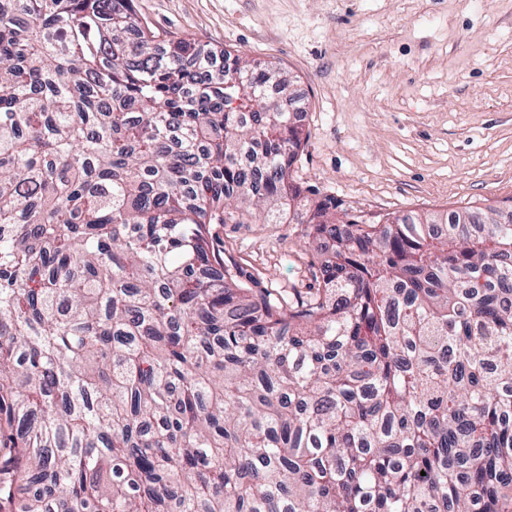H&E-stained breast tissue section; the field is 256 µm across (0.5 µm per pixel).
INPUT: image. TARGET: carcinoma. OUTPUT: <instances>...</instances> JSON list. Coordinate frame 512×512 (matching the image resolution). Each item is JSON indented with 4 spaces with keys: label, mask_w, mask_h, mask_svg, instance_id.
<instances>
[{
    "label": "carcinoma",
    "mask_w": 512,
    "mask_h": 512,
    "mask_svg": "<svg viewBox=\"0 0 512 512\" xmlns=\"http://www.w3.org/2000/svg\"><path fill=\"white\" fill-rule=\"evenodd\" d=\"M0 0V512H512V223L302 212L280 68ZM332 239L288 306L214 224Z\"/></svg>",
    "instance_id": "cac0c4a2"
}]
</instances>
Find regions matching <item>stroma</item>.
I'll list each match as a JSON object with an SVG mask.
<instances>
[{"label":"stroma","mask_w":512,"mask_h":512,"mask_svg":"<svg viewBox=\"0 0 512 512\" xmlns=\"http://www.w3.org/2000/svg\"><path fill=\"white\" fill-rule=\"evenodd\" d=\"M150 26L290 74L313 204L383 224L512 198V0H134ZM251 287H316L300 224H216Z\"/></svg>","instance_id":"stroma-1"}]
</instances>
